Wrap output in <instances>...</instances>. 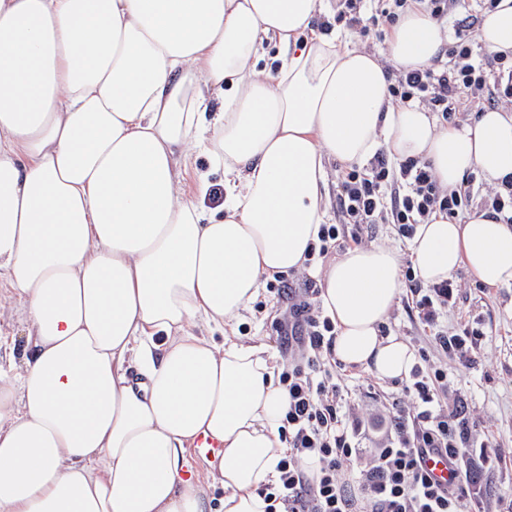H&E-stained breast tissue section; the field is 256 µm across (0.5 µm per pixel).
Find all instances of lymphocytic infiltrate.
I'll return each instance as SVG.
<instances>
[{
  "mask_svg": "<svg viewBox=\"0 0 512 512\" xmlns=\"http://www.w3.org/2000/svg\"><path fill=\"white\" fill-rule=\"evenodd\" d=\"M475 24L471 18L457 27L436 68L397 76L389 87L393 100H418L449 123L473 102H512V63L504 55L480 51ZM391 183L396 189L388 204L383 188ZM338 188L349 223L391 222L397 224L399 236L408 239L416 225L429 223L432 216L456 220L475 194L471 182L460 190L442 189L428 162L396 164L381 149L365 171L354 169L342 176ZM405 286L435 346L459 364H471L481 350L483 331L465 323L451 334L440 324L457 306L455 281L424 287L409 270ZM304 293V299L289 304L276 322L294 356L279 376L288 397L286 426L280 433L288 452L278 463L279 484L266 493V500L281 503L284 512H353L358 495L366 502V512H462L465 500L475 494L468 451L472 430L462 403L443 400L451 386L447 371L415 370L412 384L404 388L405 400L394 401V413L380 435H373L362 421H347L339 386L321 371L335 327L309 301L317 293L315 282H308ZM430 450L445 452L454 463L455 479L448 486L434 482L424 469V455ZM309 457L316 461L310 473L304 469ZM354 458L365 463L355 489L339 476L343 463Z\"/></svg>",
  "mask_w": 512,
  "mask_h": 512,
  "instance_id": "obj_1",
  "label": "lymphocytic infiltrate"
}]
</instances>
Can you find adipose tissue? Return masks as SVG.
<instances>
[{
  "label": "adipose tissue",
  "instance_id": "1",
  "mask_svg": "<svg viewBox=\"0 0 512 512\" xmlns=\"http://www.w3.org/2000/svg\"><path fill=\"white\" fill-rule=\"evenodd\" d=\"M335 16L336 0H0V285L28 326L0 365V512H266L287 396L267 345L214 335L264 277L305 270L326 160L382 144L450 190L512 175L508 109L441 129L391 103V73L435 67L439 23L406 11L370 52ZM478 40L512 59V0ZM195 153L223 173L219 208L182 189ZM410 258L425 287L462 266L510 286L512 226L436 217ZM314 276L336 360L408 376L415 350L381 333L398 254L350 248ZM200 439L219 446L216 501L189 463Z\"/></svg>",
  "mask_w": 512,
  "mask_h": 512
}]
</instances>
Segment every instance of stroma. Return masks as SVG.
I'll use <instances>...</instances> for the list:
<instances>
[{"label": "stroma", "instance_id": "stroma-1", "mask_svg": "<svg viewBox=\"0 0 512 512\" xmlns=\"http://www.w3.org/2000/svg\"><path fill=\"white\" fill-rule=\"evenodd\" d=\"M326 170L328 221L343 225L345 235L331 247L329 255L318 256L321 264L328 256L339 255L353 245V227L345 223L336 196L344 167L331 159ZM453 279L459 289V309L447 318L449 331H456L459 320L465 318L478 323L485 333L482 351L469 366L459 365L434 347L416 319L410 295H401L386 321V331L415 349L419 366L447 370L453 382L450 397L463 398L467 403L481 495L467 502L465 512H512V286H485L463 267ZM285 308L276 293L262 289L237 328L242 342L269 344L280 367L287 364L288 354L273 321ZM332 373L343 390L345 411L365 422L388 416L393 399L403 393V380L383 381L362 368L339 364ZM488 433L495 436L497 446L485 450L480 443Z\"/></svg>", "mask_w": 512, "mask_h": 512}]
</instances>
